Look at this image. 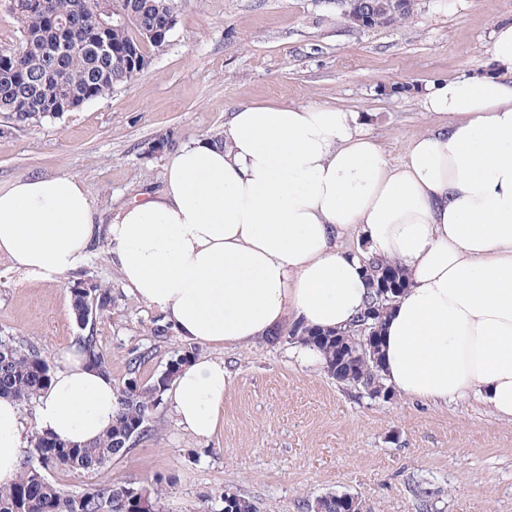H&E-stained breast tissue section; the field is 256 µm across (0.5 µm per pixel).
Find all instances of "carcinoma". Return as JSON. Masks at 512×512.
Segmentation results:
<instances>
[{
    "label": "carcinoma",
    "instance_id": "cac0c4a2",
    "mask_svg": "<svg viewBox=\"0 0 512 512\" xmlns=\"http://www.w3.org/2000/svg\"><path fill=\"white\" fill-rule=\"evenodd\" d=\"M20 25L15 44L0 48V112L16 116L26 127L54 116L59 102L67 100L77 108L112 93L132 82L142 67L129 64L127 54L137 45L145 27H155L169 37L175 26L173 0H125L123 7L135 11L133 21L114 27L106 11L94 0H0ZM414 0H403L394 17L381 16L369 26L393 24L407 17ZM109 53L99 55L90 45L99 38ZM370 286L368 306L354 324L343 331L313 330L301 323L269 338L292 337L298 343L316 348L329 370L336 369L339 351L346 355V370L359 379L358 385L373 381L370 368L357 356L361 346V325L381 335L383 319L392 304L407 288L402 268L394 261L363 259ZM72 311L84 307L105 311L112 304L109 290L94 285L90 292L69 289ZM84 351L95 365L106 369L93 336L82 337ZM194 357L188 348L171 359L166 375H157L144 385L129 377L119 387V408L112 429L101 439L83 446H70L47 434L32 436L28 455L21 461V476L13 487L0 490V512H158V494L136 489L121 482L107 481L90 491L67 493L48 477L53 469L92 472L106 468L124 455L141 431L150 408L157 404L182 365ZM51 367L40 352L17 343L11 336H0V397L29 404L47 386ZM42 482L41 494L23 499L24 485ZM224 512H259L257 503L243 495L224 493ZM315 512H347L346 503L335 494L319 497Z\"/></svg>",
    "mask_w": 512,
    "mask_h": 512
}]
</instances>
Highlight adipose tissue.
I'll return each mask as SVG.
<instances>
[{
	"label": "adipose tissue",
	"mask_w": 512,
	"mask_h": 512,
	"mask_svg": "<svg viewBox=\"0 0 512 512\" xmlns=\"http://www.w3.org/2000/svg\"><path fill=\"white\" fill-rule=\"evenodd\" d=\"M495 74L431 83L435 126L390 164L359 115L318 103L240 105L223 139L172 152L161 191L107 222L75 175L29 176L0 189V258L31 282L77 271L105 243L127 288L182 339L247 347L295 317L349 328L370 288L339 250L358 236L402 264L409 286L382 326L383 373L423 402L472 392L512 423V19L495 23ZM233 376L191 361L170 385L179 425L209 440ZM118 388L79 345L60 350L32 419L0 398V489L20 478L32 432L85 444L104 436Z\"/></svg>",
	"instance_id": "adipose-tissue-1"
}]
</instances>
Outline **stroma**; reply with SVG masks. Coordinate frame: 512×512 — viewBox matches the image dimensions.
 <instances>
[{"mask_svg":"<svg viewBox=\"0 0 512 512\" xmlns=\"http://www.w3.org/2000/svg\"><path fill=\"white\" fill-rule=\"evenodd\" d=\"M340 0H175L167 45L132 83L42 123L0 121V188L33 174L79 176L101 218L163 186L176 147L224 133L242 102H309L361 113L388 160L402 162L434 122L422 93L432 80L488 75L491 31L512 0H415L399 22L351 25ZM93 279L112 294L94 336L122 384L129 361L150 381L187 348L162 314L129 289L105 243L58 282L30 283L0 261V336L34 345L47 361L81 335L68 288ZM234 376L222 424L206 441L178 425L169 400L147 431L97 472L51 478L83 492L106 481L160 490L159 512H220L225 492L260 512H313L348 493L367 512H512V424L478 397L384 402L309 364L288 340L209 350Z\"/></svg>","mask_w":512,"mask_h":512,"instance_id":"1","label":"stroma"}]
</instances>
